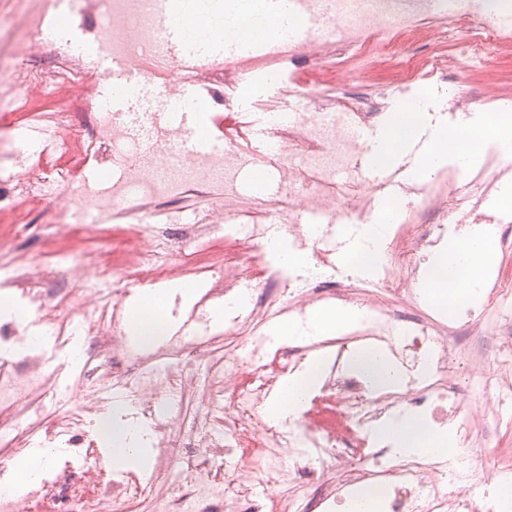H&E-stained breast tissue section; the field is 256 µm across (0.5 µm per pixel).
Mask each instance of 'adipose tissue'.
<instances>
[{"mask_svg":"<svg viewBox=\"0 0 512 512\" xmlns=\"http://www.w3.org/2000/svg\"><path fill=\"white\" fill-rule=\"evenodd\" d=\"M172 8L192 51L210 52L219 44L284 43L299 23L297 14L278 9L273 0H173ZM436 100V94L426 89L415 101H399L378 132L367 165H406L412 183L418 184L449 165L461 170L478 166L488 145L512 152V111L498 108L461 112L451 120L432 110ZM405 204V198H391L379 206L369 223L339 228L338 236L344 244L342 259L348 269L364 275L375 273L384 243L394 224L399 223ZM494 243L495 228L488 224L475 225L462 236L449 237L422 274L424 301L449 316L482 295L489 280ZM176 294L187 303L196 296L194 288L186 283L142 292L128 313L131 336L144 345L170 336L175 320L164 305L169 296ZM366 319V311L357 307L326 306L306 319L273 324L268 336L274 346L289 339L309 343L342 335ZM320 380L321 366L316 361L284 379L278 397L266 409L268 418L280 423L299 417ZM123 413V405H115L99 422L102 442L112 450L109 462L132 469L146 467L152 454L150 443L142 432H130ZM377 435L392 441L407 455L449 452L457 446L452 431L425 432L407 417L390 419Z\"/></svg>","mask_w":512,"mask_h":512,"instance_id":"obj_1","label":"adipose tissue"}]
</instances>
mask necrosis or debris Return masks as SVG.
<instances>
[{
    "label": "necrosis or debris",
    "instance_id": "4bbe7bcc",
    "mask_svg": "<svg viewBox=\"0 0 512 512\" xmlns=\"http://www.w3.org/2000/svg\"><path fill=\"white\" fill-rule=\"evenodd\" d=\"M71 4L67 34L45 39L43 24ZM304 12L325 14L328 25L303 44L243 66L221 65L176 80L154 68L164 56L153 0H21L0 16V69L28 94L65 92L54 110L31 113L38 144H23L15 126L0 124V218L34 227V208L53 205L50 236L58 241L127 232L112 251L89 250L68 267L71 287H59L53 251L39 262L0 238V288L28 306L24 317L0 320V512H325L347 490L375 486L383 512H512L498 495L512 482V275L495 271L478 316L448 320L418 301L422 261L447 238L449 218L482 224L481 202L459 209L454 180L421 191L416 210L388 241L380 275L350 277L326 252L319 276L292 288L265 261L266 221L288 223L301 237L297 215L363 219L370 190L342 182L364 146L358 128L385 106L382 97L349 87L300 90L287 65L300 53L367 65L390 63L396 79L414 80L401 47L417 28L430 29L453 50L437 58L447 77L488 66L496 50L512 49V29L498 17L512 0H485L452 11L447 0H300ZM463 40H456V33ZM128 61L157 91L159 102L190 107L194 96L230 108L245 76H278L275 103L264 110V145L248 156L188 148L183 131L157 135L149 105L111 111L100 94L112 72L98 58ZM274 170L277 194L244 197L233 189L244 163ZM108 165L112 179L93 172ZM189 204L196 247L173 263V243L152 217L174 202ZM235 222L242 238L208 254L214 229ZM202 277L207 299L231 298L239 284L253 290L248 316L218 332L179 336L142 350L126 339L130 287L147 289L173 272ZM323 300L364 308L363 330L310 344L271 349L257 325L282 312L302 313ZM389 356L403 381L376 389L350 370L351 351ZM328 362L318 389L330 398L329 426L285 421L261 410L279 382L314 355ZM467 359L472 379L461 387L450 363ZM130 397L136 425L154 433L145 472L115 471L101 463L89 431L116 393ZM425 429H452V453L408 456L373 428L395 417ZM35 448L48 450L34 484H16L12 463ZM289 456H282V449Z\"/></svg>",
    "mask_w": 512,
    "mask_h": 512
}]
</instances>
